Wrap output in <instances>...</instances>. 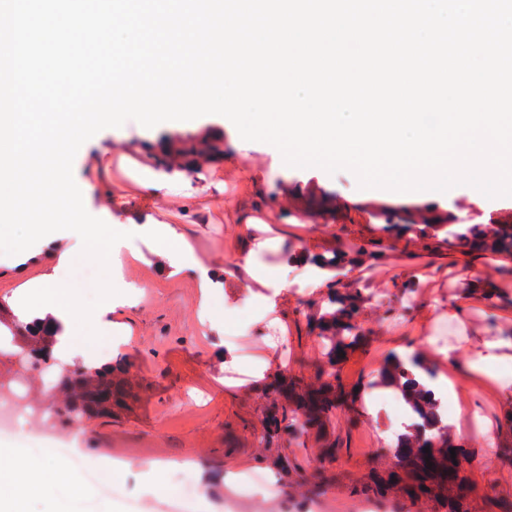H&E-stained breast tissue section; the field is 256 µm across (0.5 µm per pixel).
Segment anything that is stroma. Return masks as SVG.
<instances>
[{
	"mask_svg": "<svg viewBox=\"0 0 512 512\" xmlns=\"http://www.w3.org/2000/svg\"><path fill=\"white\" fill-rule=\"evenodd\" d=\"M223 118L206 115L192 125L143 128L130 120L89 139L73 162L74 178L92 189L86 210L104 221L137 225L125 240L122 280L139 282L136 299L121 302L102 319L82 322L95 336L93 355L126 363L128 397L112 418L85 423L71 454L81 458L85 492L23 504V512H223L224 488L251 473H266L285 492L282 512H316L327 496L341 512H422L397 499L378 503L364 496L360 482L384 470L391 459L379 442L381 421L371 406V380L385 358L403 347L426 349L440 372L448 356L471 359L493 354V376L466 370L452 380L465 394L457 404L455 428L471 456L468 473L483 512H501L491 498L512 491V461L500 449L512 447V256L471 255L438 239L412 235L380 238L375 211L388 199L360 189L349 171L325 176L278 173L277 158L264 144L249 150L225 148L199 172L158 166L151 148L169 135L197 138L223 131ZM412 213L432 209L482 224L512 217V197L489 198L467 185L430 192L407 205ZM182 233L191 249L162 254L156 227ZM65 234L38 241L28 259L0 264V308L15 310L17 295L54 274L84 299L95 295L97 267L70 254ZM364 249L352 279L366 287L361 322L367 340L341 364L344 386L359 388L362 408L339 411L327 439L309 438L290 448L280 466L257 447L273 395L262 392L267 373L287 367L312 380L321 359L319 340L307 317L324 294L301 283L314 271V256L333 250ZM250 258L252 269L235 263ZM287 274L288 286L271 284ZM489 275L498 290L486 299L473 291L477 274ZM215 295L210 310L200 306V279ZM275 298L276 311L267 300ZM286 335L287 353L264 348L266 314ZM446 323L450 340L442 350L424 339ZM250 329L256 345L243 355L238 339ZM498 434L499 449L482 445L485 428Z\"/></svg>",
	"mask_w": 512,
	"mask_h": 512,
	"instance_id": "obj_1",
	"label": "stroma"
}]
</instances>
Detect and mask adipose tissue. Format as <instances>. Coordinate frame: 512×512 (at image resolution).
I'll return each instance as SVG.
<instances>
[{"label":"adipose tissue","instance_id":"obj_1","mask_svg":"<svg viewBox=\"0 0 512 512\" xmlns=\"http://www.w3.org/2000/svg\"><path fill=\"white\" fill-rule=\"evenodd\" d=\"M124 284L113 283L105 298L96 305L83 304L69 289L57 287L55 279L41 281L18 298V314L28 319L30 314L50 315L61 327L57 344L50 353L53 358L69 361L74 357H89L91 339L80 337L78 324L87 317H100L114 308L118 296L126 294ZM8 459L0 460V512H17L18 503L51 495L61 483H69L75 491L83 486L78 475L67 472L52 451H45L38 472H31L22 454L9 449Z\"/></svg>","mask_w":512,"mask_h":512}]
</instances>
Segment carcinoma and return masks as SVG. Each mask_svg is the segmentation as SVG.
<instances>
[{
	"label": "carcinoma",
	"mask_w": 512,
	"mask_h": 512,
	"mask_svg": "<svg viewBox=\"0 0 512 512\" xmlns=\"http://www.w3.org/2000/svg\"><path fill=\"white\" fill-rule=\"evenodd\" d=\"M452 220V215L443 221L424 219L405 228L428 238L444 236L450 245L512 252V224L493 220L458 229L451 224ZM347 263L349 255L334 254L319 259L318 267L336 272ZM364 303L360 282L350 280L339 288L329 289L326 309L310 320L311 329L317 332L325 350L315 384L303 387L301 380L288 377L284 370L267 374L263 388L277 395L280 402L268 410L258 444L275 449L277 460L287 458L285 449L277 443L281 434H288L291 445L299 447L310 434L323 433L336 411L355 403V395L340 384L339 364L344 355L367 339L359 321ZM57 334L49 320L18 326L11 335L0 336V353L7 342L11 347L9 353H4L7 360L23 351L30 358H41ZM426 365L427 361L420 355L408 359L392 355L383 362L375 385L399 393L418 416L440 425V432L429 435L420 426L405 432L392 456V465L371 476L363 489L376 497L396 493L412 503L427 500L434 504V512H476L470 500L471 482L466 475L469 453L454 437L450 426L439 424L427 388L435 377L424 370ZM125 374L120 364L113 367L85 364L63 369L58 375L56 413L78 425L92 418L112 416V403L108 399L118 400L123 396ZM452 448L456 453L454 458L450 454Z\"/></svg>",
	"instance_id": "cac0c4a2"
}]
</instances>
